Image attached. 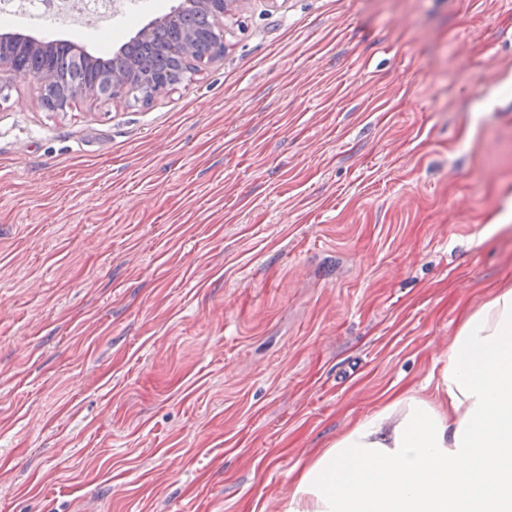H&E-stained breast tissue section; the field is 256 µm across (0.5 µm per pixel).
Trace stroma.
Wrapping results in <instances>:
<instances>
[{"instance_id":"stroma-1","label":"stroma","mask_w":512,"mask_h":512,"mask_svg":"<svg viewBox=\"0 0 512 512\" xmlns=\"http://www.w3.org/2000/svg\"><path fill=\"white\" fill-rule=\"evenodd\" d=\"M225 23L149 103L0 72V512H281L512 288V0Z\"/></svg>"}]
</instances>
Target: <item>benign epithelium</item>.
<instances>
[{
	"mask_svg": "<svg viewBox=\"0 0 512 512\" xmlns=\"http://www.w3.org/2000/svg\"><path fill=\"white\" fill-rule=\"evenodd\" d=\"M228 0H182L169 13L153 20L113 54L109 65L90 84L70 85L55 76L51 63L33 75L42 88L43 103L50 111H64L70 102L84 96L99 100L133 97L147 103L182 83L197 67L215 62L224 56V15ZM174 32L169 52L177 65L152 75L137 73L129 62L133 46L151 33ZM64 49L79 62L96 70L100 62L82 46L71 40L46 43L32 35L3 34L0 36V70L7 69L17 76H28L25 55L37 54L52 59Z\"/></svg>",
	"mask_w": 512,
	"mask_h": 512,
	"instance_id": "1",
	"label": "benign epithelium"
}]
</instances>
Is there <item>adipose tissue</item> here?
Listing matches in <instances>:
<instances>
[{"instance_id": "obj_1", "label": "adipose tissue", "mask_w": 512, "mask_h": 512, "mask_svg": "<svg viewBox=\"0 0 512 512\" xmlns=\"http://www.w3.org/2000/svg\"><path fill=\"white\" fill-rule=\"evenodd\" d=\"M431 379L436 400L409 392L357 422L284 512H512L511 288L467 317Z\"/></svg>"}]
</instances>
